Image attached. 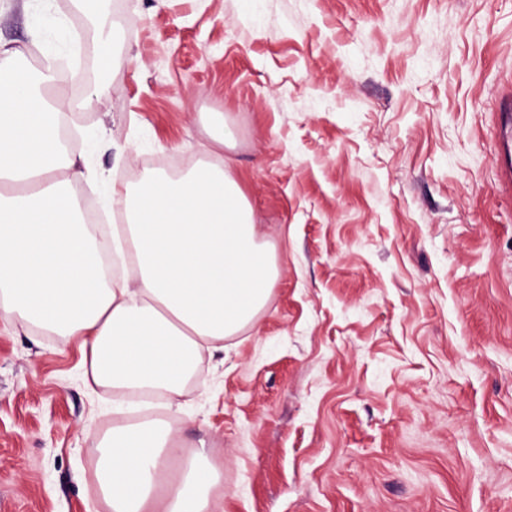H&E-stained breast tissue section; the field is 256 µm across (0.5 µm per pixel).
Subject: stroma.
<instances>
[{
  "label": "stroma",
  "instance_id": "35a3bbf8",
  "mask_svg": "<svg viewBox=\"0 0 512 512\" xmlns=\"http://www.w3.org/2000/svg\"><path fill=\"white\" fill-rule=\"evenodd\" d=\"M0 0V64L58 68L69 151L133 189L229 169L277 269L162 406L214 512H512V0ZM233 136L214 140L211 113ZM111 387L0 313V512H108ZM498 119L500 124L511 131V145H512V96L505 98L500 107ZM511 145L508 144V148L501 158V169L504 182L509 191H511L512 184V153Z\"/></svg>",
  "mask_w": 512,
  "mask_h": 512
}]
</instances>
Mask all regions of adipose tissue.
<instances>
[{
	"mask_svg": "<svg viewBox=\"0 0 512 512\" xmlns=\"http://www.w3.org/2000/svg\"><path fill=\"white\" fill-rule=\"evenodd\" d=\"M49 81L0 66V310L78 340L93 384L177 400L204 345L250 324L271 292L251 207L220 166L145 178L122 198L138 276L110 284L101 267L107 245L67 190L107 177L54 146L62 100L43 95ZM100 446L97 479L112 512H208L220 473L203 458L156 503L159 474L178 452L165 421L114 427Z\"/></svg>",
	"mask_w": 512,
	"mask_h": 512,
	"instance_id": "1",
	"label": "adipose tissue"
}]
</instances>
